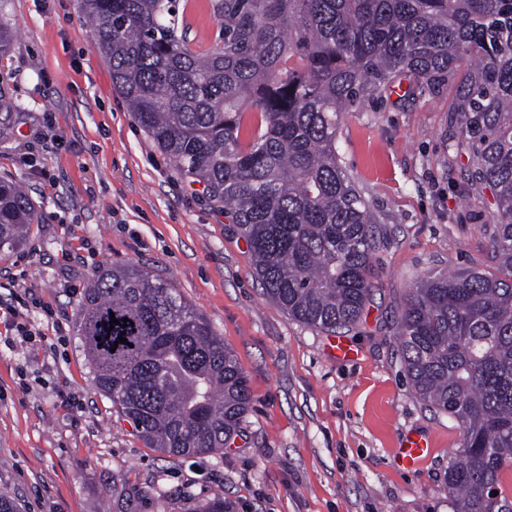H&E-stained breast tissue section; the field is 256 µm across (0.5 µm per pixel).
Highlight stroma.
<instances>
[{
    "instance_id": "35a3bbf8",
    "label": "stroma",
    "mask_w": 512,
    "mask_h": 512,
    "mask_svg": "<svg viewBox=\"0 0 512 512\" xmlns=\"http://www.w3.org/2000/svg\"><path fill=\"white\" fill-rule=\"evenodd\" d=\"M15 31L0 88L21 122L0 141V176L41 218L0 255V493L21 512H449L444 473L462 431L417 397L396 338L408 288L431 272L495 271L488 189L453 153L451 87H394L346 113L341 162L377 220L373 292L327 350L330 331L269 299L245 240L204 186L178 173L112 81L80 0H0ZM136 263L170 280L243 368L251 397L224 451L179 458L146 447L97 391L75 319L91 272ZM24 304L23 319L5 314ZM433 452L401 465L406 436Z\"/></svg>"
}]
</instances>
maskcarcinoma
I'll return each mask as SVG.
<instances>
[{"mask_svg":"<svg viewBox=\"0 0 512 512\" xmlns=\"http://www.w3.org/2000/svg\"><path fill=\"white\" fill-rule=\"evenodd\" d=\"M180 2L81 8L137 122L224 201L266 296L314 327L354 325L372 292L375 217L341 163L340 116L398 79L412 93L454 86L457 139L493 198L497 272L421 279L396 334L415 392L462 429L444 476L452 512H512V0H210L221 35L204 52ZM20 112L0 90V139ZM38 222L28 192L0 177V253ZM76 331L95 388L148 447L194 457L240 435L247 377L171 281L95 268Z\"/></svg>","mask_w":512,"mask_h":512,"instance_id":"carcinoma-1","label":"carcinoma"}]
</instances>
